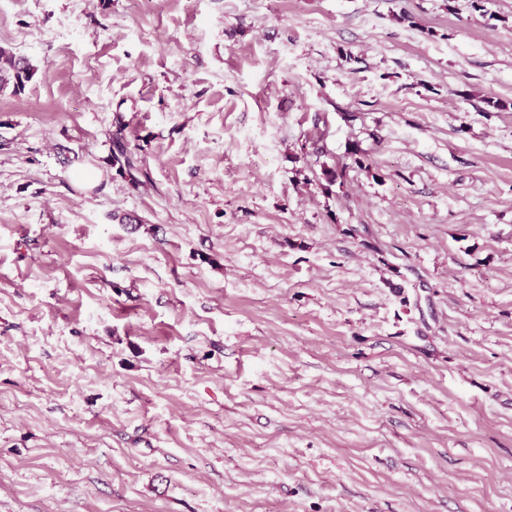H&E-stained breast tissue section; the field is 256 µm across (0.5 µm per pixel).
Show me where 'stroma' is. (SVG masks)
I'll list each match as a JSON object with an SVG mask.
<instances>
[{
  "instance_id": "stroma-1",
  "label": "stroma",
  "mask_w": 512,
  "mask_h": 512,
  "mask_svg": "<svg viewBox=\"0 0 512 512\" xmlns=\"http://www.w3.org/2000/svg\"><path fill=\"white\" fill-rule=\"evenodd\" d=\"M0 47V512H512V0H0ZM35 72L28 60L0 48V91L12 86L13 93L20 92L32 80ZM122 127L119 126L115 134L112 135V143L115 147L112 150L111 162L113 167H117L119 173L127 171L133 180H137L133 171L139 172L136 168L133 156L130 150H128V143L125 141V137L122 134Z\"/></svg>"
}]
</instances>
